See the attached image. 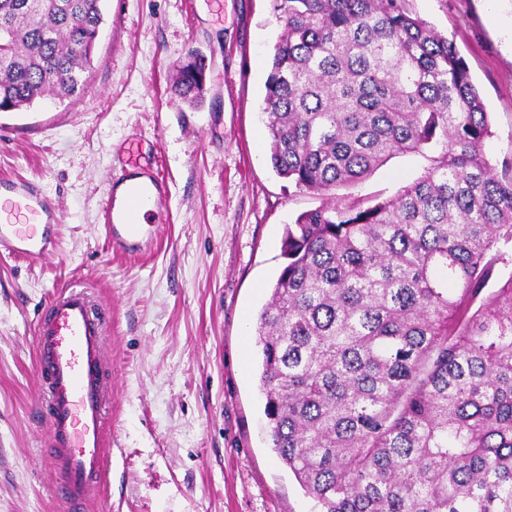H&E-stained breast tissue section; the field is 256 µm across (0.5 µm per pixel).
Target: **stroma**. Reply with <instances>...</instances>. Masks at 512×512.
<instances>
[{"label": "stroma", "mask_w": 512, "mask_h": 512, "mask_svg": "<svg viewBox=\"0 0 512 512\" xmlns=\"http://www.w3.org/2000/svg\"><path fill=\"white\" fill-rule=\"evenodd\" d=\"M453 42L490 114L486 153H512V0H409ZM79 93L37 105L31 135L0 133V176L42 183L60 214L56 250L0 253V512H64L43 465L36 320L80 284L106 316L112 401L107 486L87 512H313L268 434L259 387V313L298 214L324 196L280 178L261 122L281 31L273 0H105ZM207 59L201 103L174 97L188 50ZM153 153L169 198L143 257L111 253L102 204L120 145ZM428 165L389 160L337 198L384 199Z\"/></svg>", "instance_id": "1"}]
</instances>
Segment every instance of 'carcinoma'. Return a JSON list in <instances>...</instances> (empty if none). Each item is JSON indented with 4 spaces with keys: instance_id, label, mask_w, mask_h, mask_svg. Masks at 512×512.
Instances as JSON below:
<instances>
[{
    "instance_id": "1",
    "label": "carcinoma",
    "mask_w": 512,
    "mask_h": 512,
    "mask_svg": "<svg viewBox=\"0 0 512 512\" xmlns=\"http://www.w3.org/2000/svg\"><path fill=\"white\" fill-rule=\"evenodd\" d=\"M408 2L274 0L277 175L328 197L396 155L430 165L287 226L256 328L264 413L317 512H512V158H487L465 61ZM103 23L104 0H0V108L79 92ZM206 68L183 60L171 92L198 103Z\"/></svg>"
}]
</instances>
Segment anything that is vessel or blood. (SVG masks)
Instances as JSON below:
<instances>
[{
	"label": "vessel or blood",
	"mask_w": 512,
	"mask_h": 512,
	"mask_svg": "<svg viewBox=\"0 0 512 512\" xmlns=\"http://www.w3.org/2000/svg\"><path fill=\"white\" fill-rule=\"evenodd\" d=\"M103 204L111 249L137 254L151 246L152 227L141 224L142 209L159 207L169 191L141 143L116 153ZM59 215L33 180L0 177V251L35 260L52 251ZM35 362L40 398L51 431L46 460L59 471L67 512H83L102 493L106 392L100 382L101 328L82 287L67 284L48 301L35 329Z\"/></svg>",
	"instance_id": "b4317fda"
}]
</instances>
